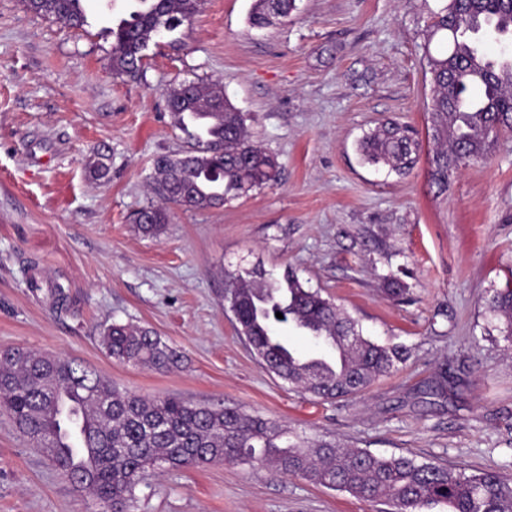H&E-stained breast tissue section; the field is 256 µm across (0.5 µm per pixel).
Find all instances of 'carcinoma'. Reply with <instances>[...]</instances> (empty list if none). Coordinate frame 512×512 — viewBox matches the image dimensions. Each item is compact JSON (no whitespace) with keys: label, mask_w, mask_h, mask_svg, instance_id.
I'll return each mask as SVG.
<instances>
[{"label":"carcinoma","mask_w":512,"mask_h":512,"mask_svg":"<svg viewBox=\"0 0 512 512\" xmlns=\"http://www.w3.org/2000/svg\"><path fill=\"white\" fill-rule=\"evenodd\" d=\"M27 11L80 30L87 0H23ZM201 0H132L128 16L111 28L113 75L139 79L150 44L192 21ZM295 0H255L254 27L287 17ZM441 36L444 50L429 56L431 121L436 149L431 176L442 191L460 162L488 159L499 136L512 131V59L508 66L484 43L512 37V0H448L429 26L427 42ZM174 126L187 136L178 155L154 162L152 190L161 204L144 210L136 224L158 236L169 206L187 210L224 204L230 197L274 182L276 161L248 134L243 113L215 84L181 83L168 92ZM364 161L383 163L399 175L416 163L418 143L406 125L388 122L360 141ZM109 156L88 166L89 176L108 175ZM225 300L260 363L271 373L321 399L366 390L409 359L403 345H380L358 322L290 271L280 281L261 268L231 276ZM488 311L504 341L512 343V282L494 291ZM281 313L283 318L276 317ZM288 324L322 345L306 357L278 334ZM112 359L158 371L178 364L179 353L153 330L113 323L102 337ZM0 404L16 427L51 456L74 487L112 512H130L136 487L150 471L215 462L258 464L368 501L394 512H425L446 504L450 512H512V474H465L400 455L384 457L333 441H288V431L237 407L213 408L178 398L149 400L122 389L73 360L10 350L0 356ZM85 421L89 463L74 467L60 435Z\"/></svg>","instance_id":"cac0c4a2"}]
</instances>
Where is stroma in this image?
<instances>
[{"label":"stroma","mask_w":512,"mask_h":512,"mask_svg":"<svg viewBox=\"0 0 512 512\" xmlns=\"http://www.w3.org/2000/svg\"><path fill=\"white\" fill-rule=\"evenodd\" d=\"M254 0H203L191 24L150 46L145 74L114 77L113 22L129 0H96L84 30L0 0V351L76 360L145 398L235 406L376 455L465 473L512 471V351L486 301L512 274V132L439 192L428 176L426 35L447 0H296L250 27ZM185 81L217 83L275 158L277 183L224 206L172 208L156 238L135 229L156 204L153 162L183 150L167 108ZM418 133L400 175L364 164L359 140L386 120ZM110 155V173L88 164ZM295 271L382 344L411 357L366 391L324 401L266 370L224 300L231 275ZM407 287L391 298L385 280ZM40 289H32L30 280ZM63 295H55L54 285ZM130 323L183 356L168 371L115 361L104 329ZM470 368L469 384H427ZM0 407V512H98ZM131 512H383L298 476L212 463L152 472Z\"/></svg>","instance_id":"stroma-1"}]
</instances>
